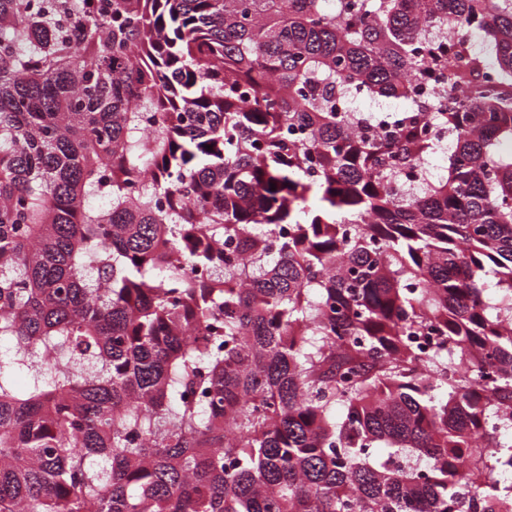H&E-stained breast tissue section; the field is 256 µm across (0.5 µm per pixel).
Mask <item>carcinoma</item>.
I'll list each match as a JSON object with an SVG mask.
<instances>
[{
  "label": "carcinoma",
  "mask_w": 512,
  "mask_h": 512,
  "mask_svg": "<svg viewBox=\"0 0 512 512\" xmlns=\"http://www.w3.org/2000/svg\"><path fill=\"white\" fill-rule=\"evenodd\" d=\"M333 2L0 0V512H512V0ZM402 104H403V102H401L400 100H394V99L382 100L379 103L369 101V100L359 101V105L364 109H372V108L377 107L378 105L401 107ZM392 107H378V108L368 111V112H374L372 114V121H373V124L377 128L384 129L386 127V125L390 123L391 119L395 115L399 114L398 112L404 111L403 108H392Z\"/></svg>",
  "instance_id": "1"
}]
</instances>
